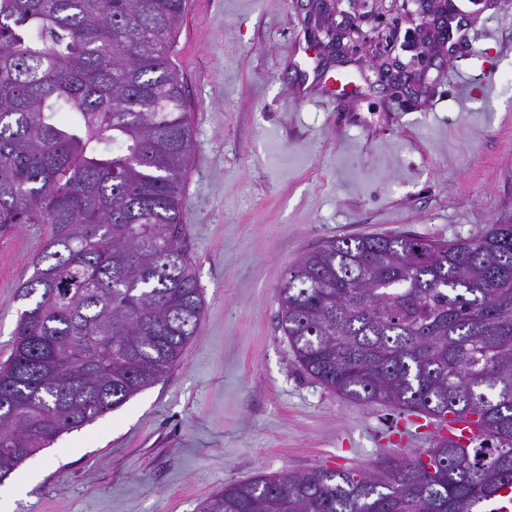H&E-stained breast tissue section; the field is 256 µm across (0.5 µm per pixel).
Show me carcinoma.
<instances>
[{"mask_svg":"<svg viewBox=\"0 0 512 512\" xmlns=\"http://www.w3.org/2000/svg\"><path fill=\"white\" fill-rule=\"evenodd\" d=\"M187 0H0V224L51 234L0 366V479L166 377L204 302L182 243L193 139L173 65ZM279 330L338 396L479 417L463 448L258 474L199 512H486L512 484V224L334 238L280 287Z\"/></svg>","mask_w":512,"mask_h":512,"instance_id":"obj_1","label":"carcinoma"}]
</instances>
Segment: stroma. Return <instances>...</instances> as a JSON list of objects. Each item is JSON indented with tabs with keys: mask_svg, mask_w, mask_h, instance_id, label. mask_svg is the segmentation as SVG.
<instances>
[{
	"mask_svg": "<svg viewBox=\"0 0 512 512\" xmlns=\"http://www.w3.org/2000/svg\"><path fill=\"white\" fill-rule=\"evenodd\" d=\"M412 0H355L364 30H396L417 93L387 90L386 57L317 39L298 0H187L173 61L194 148L183 245L203 291L179 364L120 408L62 434L0 480V512H195L225 485L313 467L369 469L432 446L385 406L346 400L299 372L278 329L289 267L329 238H476L512 224V0H487L466 45L426 39ZM339 82L297 103L295 50ZM50 233L0 228V363L20 286Z\"/></svg>",
	"mask_w": 512,
	"mask_h": 512,
	"instance_id": "obj_1",
	"label": "stroma"
}]
</instances>
